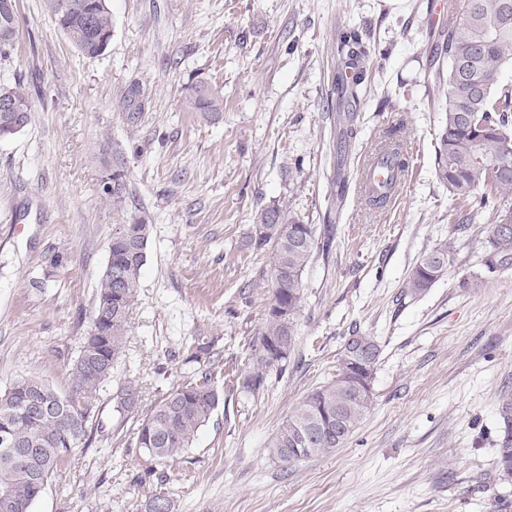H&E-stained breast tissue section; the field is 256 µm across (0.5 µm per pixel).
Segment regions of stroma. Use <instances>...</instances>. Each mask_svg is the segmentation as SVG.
<instances>
[{"instance_id":"35a3bbf8","label":"stroma","mask_w":512,"mask_h":512,"mask_svg":"<svg viewBox=\"0 0 512 512\" xmlns=\"http://www.w3.org/2000/svg\"><path fill=\"white\" fill-rule=\"evenodd\" d=\"M431 3L108 0L112 37L89 58L45 0H19L0 83L21 85L32 114L0 141V391L23 376L69 387L113 225L153 226L90 447L34 512H140L159 492L176 512H512V486L494 480L500 404L512 393V265L487 271L489 212L455 224L435 176L444 114L425 95L440 31ZM362 24L371 89L351 107L333 92L342 63L332 43ZM199 81L224 90L216 121L184 104ZM386 94L394 107L384 111ZM399 118L411 184L372 210L356 167ZM350 126L356 136L337 155ZM116 149L128 189L119 208L102 192ZM273 205L336 230L303 273L291 354L252 394L236 377L258 345L273 279L269 250L249 236L256 211ZM444 242L452 267L407 293L411 269ZM43 274L45 287L31 288ZM356 331L381 346L370 411L342 448L285 465L270 453L274 433L333 378ZM195 336L214 338L223 355L219 402L180 459L150 463L135 446L138 417L120 416L113 398L135 379L145 404L157 401L191 373Z\"/></svg>"}]
</instances>
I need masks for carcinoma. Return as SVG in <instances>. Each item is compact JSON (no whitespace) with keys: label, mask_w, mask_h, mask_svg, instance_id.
I'll use <instances>...</instances> for the list:
<instances>
[{"label":"carcinoma","mask_w":512,"mask_h":512,"mask_svg":"<svg viewBox=\"0 0 512 512\" xmlns=\"http://www.w3.org/2000/svg\"><path fill=\"white\" fill-rule=\"evenodd\" d=\"M10 25L0 24V58L14 49L18 35V0H10ZM46 7L68 41L81 54L95 58L112 36V13L100 0H46ZM448 11L456 18L431 51L435 69L432 93L441 99L445 121L439 133L435 173L452 201L491 213L487 224V269L494 272L512 263V234L497 232L501 217H512V167L503 172L494 162L512 157V82L502 71L512 66V0H455ZM96 15L94 26L83 17ZM362 35L350 31L336 37V57L357 56ZM0 94L16 100L21 115L13 119L0 112V140L20 134L30 122L31 106L20 89L0 84ZM186 102L193 112L212 120L224 112L221 88L199 82L188 88ZM403 121L383 131L379 151L400 156ZM124 157L112 155V186L102 187L112 206L126 202ZM254 227L266 232L251 236L257 249L270 247L276 276L273 298L266 311L265 330L249 370L241 375L242 388L256 393L264 387L266 370L287 361L277 353L275 341L288 337L295 345L294 323L302 299V275L315 246V228L303 224L279 206L265 207L255 216ZM152 225L140 218L112 229L108 258L95 295L89 330L83 336L71 366V384L59 391L38 378H21L0 393V512H33L37 500L57 477L75 451L88 446L96 413L97 393L112 377L123 354L140 271L147 259ZM452 264L448 244L425 252L411 269L406 288L419 295L439 280ZM358 362L348 360L342 348L336 375L326 385L309 392L273 436L272 456L293 464L343 447L355 432L372 401V379L380 346ZM187 363L198 367L186 380L174 384L141 412L135 446L157 462L174 461L192 447L197 433L218 403L216 381L222 372L221 354L214 340L195 336L188 347ZM139 384L129 381L117 392L115 411L121 415L139 410ZM504 437L497 449L496 480L512 484V394L502 399ZM168 496L153 495L142 512H174Z\"/></svg>","instance_id":"carcinoma-1"}]
</instances>
